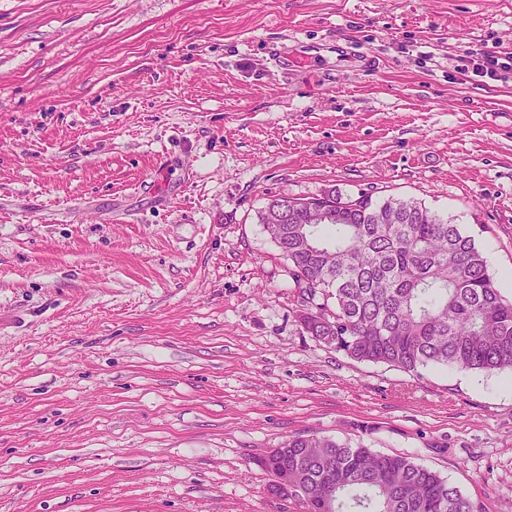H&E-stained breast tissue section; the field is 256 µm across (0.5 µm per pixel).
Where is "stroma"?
<instances>
[{
  "label": "stroma",
  "instance_id": "obj_1",
  "mask_svg": "<svg viewBox=\"0 0 512 512\" xmlns=\"http://www.w3.org/2000/svg\"><path fill=\"white\" fill-rule=\"evenodd\" d=\"M512 0H0V512H303L357 440L512 512V372L303 334L274 197L414 198L512 272Z\"/></svg>",
  "mask_w": 512,
  "mask_h": 512
}]
</instances>
